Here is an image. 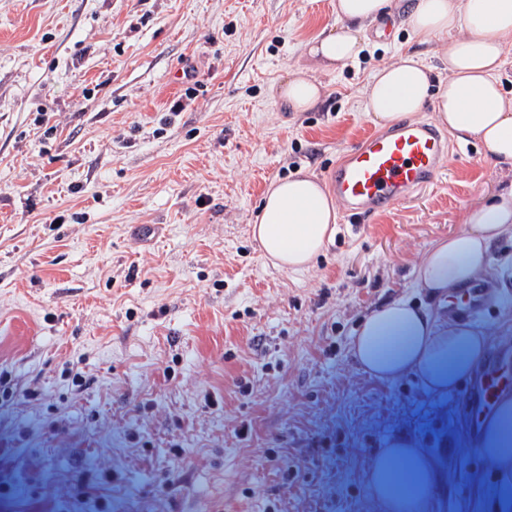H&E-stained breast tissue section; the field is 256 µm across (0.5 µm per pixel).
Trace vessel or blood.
Here are the masks:
<instances>
[{
    "mask_svg": "<svg viewBox=\"0 0 512 512\" xmlns=\"http://www.w3.org/2000/svg\"><path fill=\"white\" fill-rule=\"evenodd\" d=\"M448 138L426 123H407L364 136L336 164L331 189L346 219L359 220L404 201L429 185L445 167ZM486 288H466L449 300L448 314L462 319L480 312ZM512 396V336L503 337L473 376L466 396L465 428L477 438L500 401Z\"/></svg>",
    "mask_w": 512,
    "mask_h": 512,
    "instance_id": "vessel-or-blood-1",
    "label": "vessel or blood"
}]
</instances>
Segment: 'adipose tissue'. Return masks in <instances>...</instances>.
Listing matches in <instances>:
<instances>
[{
	"label": "adipose tissue",
	"mask_w": 512,
	"mask_h": 512,
	"mask_svg": "<svg viewBox=\"0 0 512 512\" xmlns=\"http://www.w3.org/2000/svg\"><path fill=\"white\" fill-rule=\"evenodd\" d=\"M390 0H334L338 30L306 45L310 58L333 70L357 58L368 26L385 17ZM407 23L419 43L450 34L448 78L432 84L431 69L408 53L382 66L365 88L367 111L383 124L414 115L433 99L437 121L462 138L480 142L488 157L512 167V96L503 93L497 73L512 52V0H416ZM293 111L322 98L323 86L306 73L291 75L279 89ZM337 207L313 175L271 183L252 234L274 267L300 272L336 232ZM467 230L435 242L425 253L416 281L431 296L451 294L489 269V252L512 234V189L468 211ZM358 363L372 374L393 377L419 373L443 391L459 385L483 357V339L459 324L443 325L409 300L381 305L366 317L354 342ZM374 498L390 512H408L415 492L435 489L439 476L429 460L410 448L385 450L370 464Z\"/></svg>",
	"instance_id": "adipose-tissue-1"
}]
</instances>
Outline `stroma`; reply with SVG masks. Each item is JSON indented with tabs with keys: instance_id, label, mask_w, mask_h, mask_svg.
I'll return each instance as SVG.
<instances>
[{
	"instance_id": "35a3bbf8",
	"label": "stroma",
	"mask_w": 512,
	"mask_h": 512,
	"mask_svg": "<svg viewBox=\"0 0 512 512\" xmlns=\"http://www.w3.org/2000/svg\"><path fill=\"white\" fill-rule=\"evenodd\" d=\"M396 0L353 61L306 53L332 0H0V512H385L374 454L406 443L440 483L421 512H512V473L474 451L463 388L375 376L362 318L404 296L437 320L415 269L512 169L452 137L437 179L367 221L338 220L302 272L251 226L270 182L329 185L375 129L363 91L416 52L448 76V35L419 44ZM205 90L177 113L185 66ZM324 86L295 112L277 89ZM495 302L466 324L512 335V238ZM181 449L173 457L172 449ZM323 85L304 72H296L281 85L280 98L295 112L315 106L322 98Z\"/></svg>"
}]
</instances>
